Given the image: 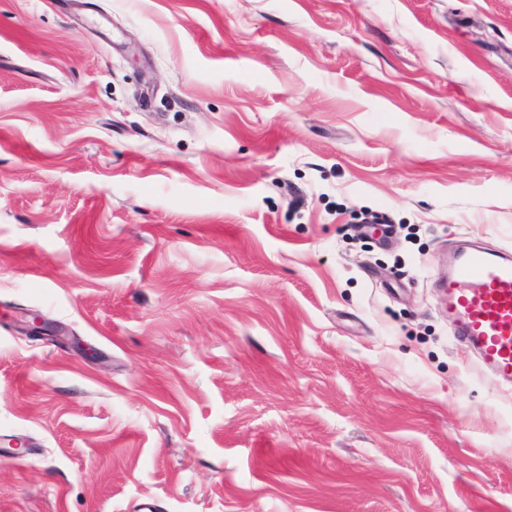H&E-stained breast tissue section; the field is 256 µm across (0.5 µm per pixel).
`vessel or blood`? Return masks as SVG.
Masks as SVG:
<instances>
[{
	"mask_svg": "<svg viewBox=\"0 0 512 512\" xmlns=\"http://www.w3.org/2000/svg\"><path fill=\"white\" fill-rule=\"evenodd\" d=\"M438 286L456 342L474 349L485 367L512 384V252L463 246Z\"/></svg>",
	"mask_w": 512,
	"mask_h": 512,
	"instance_id": "vessel-or-blood-1",
	"label": "vessel or blood"
}]
</instances>
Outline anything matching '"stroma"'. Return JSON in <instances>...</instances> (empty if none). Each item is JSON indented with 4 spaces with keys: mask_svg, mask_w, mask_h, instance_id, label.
<instances>
[{
    "mask_svg": "<svg viewBox=\"0 0 512 512\" xmlns=\"http://www.w3.org/2000/svg\"><path fill=\"white\" fill-rule=\"evenodd\" d=\"M467 240L512 0H0V512H512Z\"/></svg>",
    "mask_w": 512,
    "mask_h": 512,
    "instance_id": "obj_1",
    "label": "stroma"
}]
</instances>
